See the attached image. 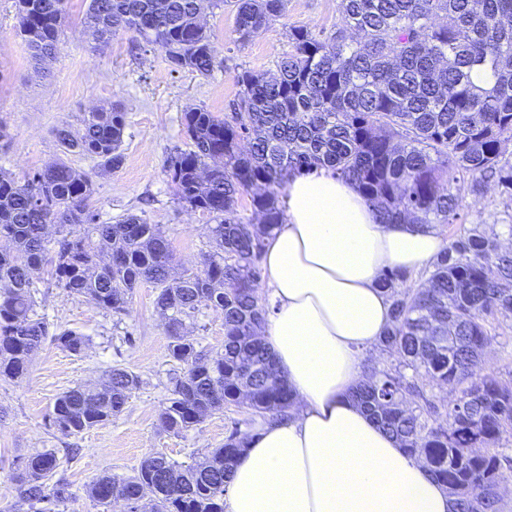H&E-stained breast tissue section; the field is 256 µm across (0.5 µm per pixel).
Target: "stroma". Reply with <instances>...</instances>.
I'll list each match as a JSON object with an SVG mask.
<instances>
[{
	"label": "stroma",
	"mask_w": 512,
	"mask_h": 512,
	"mask_svg": "<svg viewBox=\"0 0 512 512\" xmlns=\"http://www.w3.org/2000/svg\"><path fill=\"white\" fill-rule=\"evenodd\" d=\"M85 8V0H71L55 57L41 67L15 34L14 0H0V129L5 132L0 171L24 179L61 156L54 138L59 124L77 123L94 108L120 105L127 114L122 167L105 172L96 160L80 154L65 156L68 165L91 179L102 222L144 214L168 239L179 267L202 268L212 251L211 220L178 202L164 171L169 154L188 146L184 113L202 107L219 117L227 114L238 92L237 73L245 68L274 72L277 57L288 49L292 26L304 25L323 35L335 32L340 0H287L283 16L243 46L235 41L231 0L223 8L205 9L216 56L206 78L171 71L163 49L140 46L124 30L107 42H94L81 23ZM462 215L468 227L512 224V199L491 185L478 202H466ZM36 286L38 314L54 329L83 333L90 344L76 356L46 342L25 379L0 381V512H32L19 494L18 475L23 460L36 451L56 450L55 476L71 492L54 512H102L86 493L98 476L132 475L151 454L186 466L223 444L232 430L245 435L259 424V417L242 406L213 413L179 436L159 428L169 377L178 366L167 355L169 337L154 308L152 284L136 288L122 314L93 308L67 294L45 272L38 275ZM509 351L512 319H505L483 350V365L512 382V360L505 357ZM116 365L143 381L122 414L75 436L50 427L48 416L63 392L97 382Z\"/></svg>",
	"instance_id": "1"
}]
</instances>
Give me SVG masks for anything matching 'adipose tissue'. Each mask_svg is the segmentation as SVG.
<instances>
[{"label":"adipose tissue","instance_id":"ef3b65f1","mask_svg":"<svg viewBox=\"0 0 512 512\" xmlns=\"http://www.w3.org/2000/svg\"><path fill=\"white\" fill-rule=\"evenodd\" d=\"M286 193L263 255L264 339L295 404L251 433L226 512H455L446 488L351 397L365 351L391 324L384 273L427 269L445 241L380 223L325 169L293 177Z\"/></svg>","mask_w":512,"mask_h":512}]
</instances>
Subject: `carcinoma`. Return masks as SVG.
I'll return each instance as SVG.
<instances>
[{
    "instance_id": "1",
    "label": "carcinoma",
    "mask_w": 512,
    "mask_h": 512,
    "mask_svg": "<svg viewBox=\"0 0 512 512\" xmlns=\"http://www.w3.org/2000/svg\"><path fill=\"white\" fill-rule=\"evenodd\" d=\"M224 0H88L83 26L97 40L119 29L165 50L175 71L207 77L214 50L201 22L203 2ZM287 0H234L236 42L245 45L286 9ZM69 0H16L15 33L44 64L54 58ZM445 15L449 23L436 18ZM358 39L347 41L346 32ZM290 50L276 73L243 69L237 99L219 118L204 108L184 115L189 148L175 149L165 172L177 199L208 214L217 251L196 271L174 272L169 241L136 214L102 224L89 178L61 159L22 181L0 174V380L29 371L50 339L72 354L89 339L50 333L38 316L35 273L47 268L57 287L89 305L121 314L142 283L156 288L166 320L172 378L160 428L181 434L214 412L247 405L270 419L288 416L294 395L267 351L269 309L260 294L264 241L282 223L279 189L319 168L352 184L383 224L436 228L461 220L455 181L481 196L492 180L512 199V0H341L340 26L322 39L304 25L288 30ZM487 75L485 84L472 79ZM126 113L118 106L83 113L80 129L64 122L62 154L97 160L105 171L124 162ZM249 196L258 223L238 214ZM404 274L384 275L391 325L380 341L397 364L358 384L354 400L404 450L421 460L456 500L457 512H501V488L512 482V385L484 370L481 351L499 317L512 316V252L500 235L463 228L428 275L402 292ZM205 304L224 315V349L206 351L186 321ZM449 387L438 406L406 371ZM139 376L114 367L94 385L60 395L49 424L71 436L125 409ZM423 404L410 407L411 394ZM233 430L224 444L182 468L149 455L131 476L105 475L86 492L108 508L136 496L151 512H224L232 467L245 451ZM53 450L30 455L20 496L32 505L66 499L48 486Z\"/></svg>"
}]
</instances>
